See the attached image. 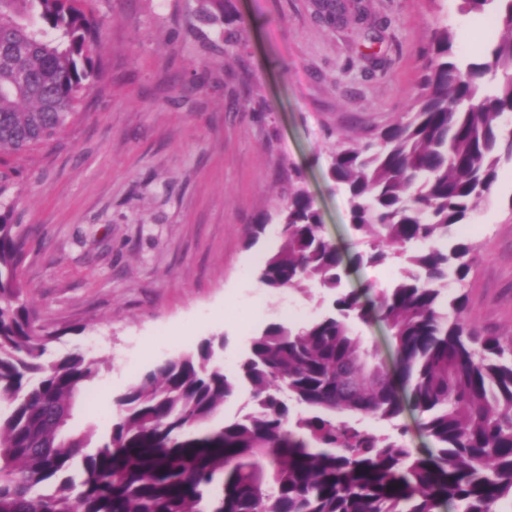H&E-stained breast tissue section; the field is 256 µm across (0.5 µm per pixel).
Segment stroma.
Listing matches in <instances>:
<instances>
[{"label": "stroma", "mask_w": 512, "mask_h": 512, "mask_svg": "<svg viewBox=\"0 0 512 512\" xmlns=\"http://www.w3.org/2000/svg\"><path fill=\"white\" fill-rule=\"evenodd\" d=\"M347 2L329 25L318 0H224L215 21L204 0H96L103 69L78 115L54 142L0 157V199L25 237L18 278L58 335L50 351L98 363L72 421L94 443L155 365L221 336L231 372L288 311L323 314L321 289L272 294L257 279L290 192L309 193L345 256L364 250L327 176L331 151L406 111L436 29L464 63L488 39V15L460 0ZM470 223L481 259L464 282L467 317L512 336L511 163Z\"/></svg>", "instance_id": "35a3bbf8"}]
</instances>
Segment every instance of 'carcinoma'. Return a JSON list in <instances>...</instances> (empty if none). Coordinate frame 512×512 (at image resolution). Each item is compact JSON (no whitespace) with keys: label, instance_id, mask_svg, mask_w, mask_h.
Listing matches in <instances>:
<instances>
[{"label":"carcinoma","instance_id":"carcinoma-1","mask_svg":"<svg viewBox=\"0 0 512 512\" xmlns=\"http://www.w3.org/2000/svg\"><path fill=\"white\" fill-rule=\"evenodd\" d=\"M497 2L507 38L461 66L437 31L401 120L360 145H336L328 174L369 245L356 265L406 264L372 301L346 290L348 264L321 235L312 198L295 189L279 214L283 245L264 259L270 292L317 282L335 314L292 328L271 323L236 372L214 341L146 371L115 399L119 418L90 447L70 426L97 375L82 353L49 357L54 333L21 300V242L0 200V512H503L512 506V336L483 335L466 296L443 300L479 260L455 239L512 160V0ZM93 0H0V156L60 135L99 75ZM344 0H321L328 24ZM389 333L393 367L352 335L350 318ZM247 387L252 409L215 424ZM410 410L429 440L405 441ZM391 427L379 434L365 425Z\"/></svg>","mask_w":512,"mask_h":512}]
</instances>
